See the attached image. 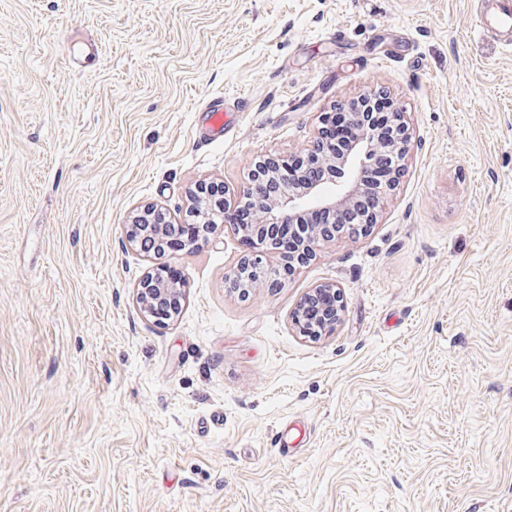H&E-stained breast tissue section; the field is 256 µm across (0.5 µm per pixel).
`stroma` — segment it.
<instances>
[{
    "label": "stroma",
    "mask_w": 512,
    "mask_h": 512,
    "mask_svg": "<svg viewBox=\"0 0 512 512\" xmlns=\"http://www.w3.org/2000/svg\"><path fill=\"white\" fill-rule=\"evenodd\" d=\"M476 8L0 0V512H512V49ZM370 91L412 133L377 224L247 298L217 229L140 313L134 213L240 193ZM135 290L139 310L145 317L154 318L155 321L160 320L155 316L156 307L175 302L173 317L179 312L185 296V286L182 282L176 283L167 278L158 277V275H151V273H148L139 282ZM178 302L180 305L177 304ZM333 295L336 297V318L327 322L320 318V316H315L312 313H306V303L309 302L313 298L324 297ZM341 299L339 289L336 288V285L330 283H324L316 285L314 288H310V290L306 293L304 299L301 300L297 309L293 313V321L300 333L303 336L308 337H317L326 335L330 333L336 324L341 319Z\"/></svg>",
    "instance_id": "35a3bbf8"
}]
</instances>
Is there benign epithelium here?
I'll list each match as a JSON object with an SVG mask.
<instances>
[{"label": "benign epithelium", "mask_w": 512, "mask_h": 512, "mask_svg": "<svg viewBox=\"0 0 512 512\" xmlns=\"http://www.w3.org/2000/svg\"><path fill=\"white\" fill-rule=\"evenodd\" d=\"M342 117L351 126L359 128L356 140L344 156L338 157L318 136L307 149V155L316 159L319 166L334 174V177L323 180L305 181L303 175L293 169L292 161L285 157H266L254 162L249 173L247 187L242 194L233 198H224V210L228 211L249 199L255 213L252 224H235V232L248 239L252 250L244 254L233 270L225 277L226 287L238 296L246 298L263 286L279 285L281 267L268 264L266 256L277 253L282 260V267H288V274H293L316 255L320 244L336 238V225H313L301 223L302 217L312 210H323L331 213L339 209L351 207L360 193L366 157L376 153L398 154L405 157L409 150L410 133L405 115L402 112L392 113V120L397 129V136L392 141H383L378 136L361 127L364 123L360 112H342L325 114L322 121L331 123L336 117ZM294 178L299 189L294 192H283L277 197L266 193V184L279 177ZM199 197H194V207L189 215L195 218L196 235L186 243L187 248H195L207 244L217 231V225L224 219L214 212L199 208ZM297 224V242L292 248L279 246V242L267 234L272 224ZM179 228V225L167 221L156 224L148 219L144 211L132 217L128 224L127 237L130 246H137V241L147 237L156 243L158 254L166 252L168 238ZM336 297V318L327 322L311 313H306V303L313 298L324 296ZM184 284L174 282L156 275H146L137 285L136 303L144 316L155 317L158 306L176 303L174 312H179L184 300ZM341 299L339 289L330 283L319 284L310 289L293 313V321L300 333L308 337H317L331 332L341 319Z\"/></svg>", "instance_id": "obj_1"}]
</instances>
